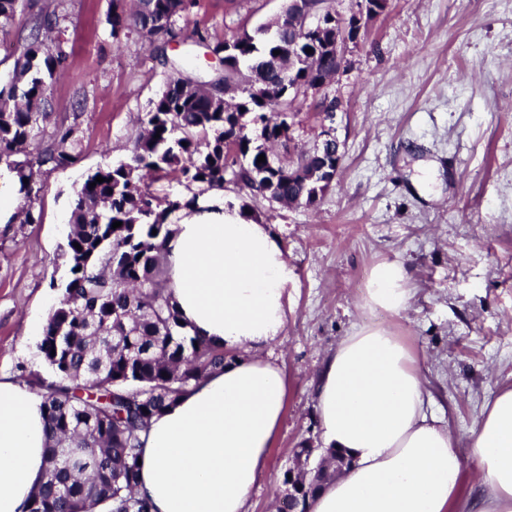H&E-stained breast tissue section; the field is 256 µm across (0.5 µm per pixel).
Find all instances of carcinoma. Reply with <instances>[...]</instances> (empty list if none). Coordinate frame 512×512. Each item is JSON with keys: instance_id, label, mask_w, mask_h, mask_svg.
Segmentation results:
<instances>
[{"instance_id": "cac0c4a2", "label": "carcinoma", "mask_w": 512, "mask_h": 512, "mask_svg": "<svg viewBox=\"0 0 512 512\" xmlns=\"http://www.w3.org/2000/svg\"><path fill=\"white\" fill-rule=\"evenodd\" d=\"M112 0L107 22L112 39L131 30L144 35L153 52L177 36L176 22L192 0ZM19 0H0V31L9 30ZM67 19L63 3L52 4L14 62L12 82L0 86V163L15 165L35 181L46 165L67 166L80 155L79 124L55 127L50 144L33 143L46 116L49 83L69 70L70 54L54 36ZM234 34L232 41L207 45L224 65V87L245 69L247 85L230 104L223 94L191 83L171 66L166 90L139 118L142 128L130 161L89 174L77 191L64 253L65 296L50 313L38 350L51 372L34 378L43 398L48 434V479L36 490L28 512H151L136 496L142 437L151 419L174 404L234 354L190 335L172 293L161 243L171 233L169 216L195 204L213 189L234 185L270 204L318 203L330 184L319 171L334 165L317 141L296 151V160H270L268 143L288 148L293 140V104L287 91L276 100L266 89L279 80L280 62L291 64L289 83L319 91L339 63L327 39L295 36L288 22ZM312 52H306V49ZM280 54H274V51ZM105 178L95 183L96 177ZM147 176L173 177L198 187L192 197L160 204L140 187ZM95 187H89V184ZM122 222L114 229L112 224ZM157 234H152V231ZM81 249H76L74 244Z\"/></svg>"}]
</instances>
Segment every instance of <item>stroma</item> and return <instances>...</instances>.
Here are the masks:
<instances>
[{
  "instance_id": "stroma-1",
  "label": "stroma",
  "mask_w": 512,
  "mask_h": 512,
  "mask_svg": "<svg viewBox=\"0 0 512 512\" xmlns=\"http://www.w3.org/2000/svg\"><path fill=\"white\" fill-rule=\"evenodd\" d=\"M48 0H28L0 40V80L27 49L32 19ZM284 0H195L169 65L144 37L113 41L112 0H64L61 37L69 71L48 88L46 144L78 118L81 160L43 167L30 194L0 167V196L33 206L37 224L1 219L0 373L48 376L37 339L66 276L60 250L72 202L87 174L129 161L135 119L163 92L171 64L208 81L223 70L206 41L255 31ZM326 88L338 102L340 169L317 206L269 207L235 187L228 195L279 237L292 279L288 320L262 354L286 376L285 412L248 512H276L298 448L322 445L314 388L326 357L356 329L391 328L416 357L434 408L459 450L485 401L512 388V0H389L365 41ZM398 261L413 296L393 315L361 298L372 268Z\"/></svg>"
}]
</instances>
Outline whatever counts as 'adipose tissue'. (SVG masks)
Wrapping results in <instances>:
<instances>
[{
    "label": "adipose tissue",
    "instance_id": "ef3b65f1",
    "mask_svg": "<svg viewBox=\"0 0 512 512\" xmlns=\"http://www.w3.org/2000/svg\"><path fill=\"white\" fill-rule=\"evenodd\" d=\"M163 252L190 334L239 358L153 417L136 492L152 512H247L287 396L282 370L260 350L287 322L288 261L270 225L220 190L181 211ZM411 297L406 268L384 261L362 302L398 315ZM315 409L326 446L351 465L310 512H512V389L487 402L460 454L416 359L391 329L364 326L328 356ZM47 444L41 395L0 375V512H27ZM467 459L482 487L476 506L460 500Z\"/></svg>",
    "mask_w": 512,
    "mask_h": 512
}]
</instances>
